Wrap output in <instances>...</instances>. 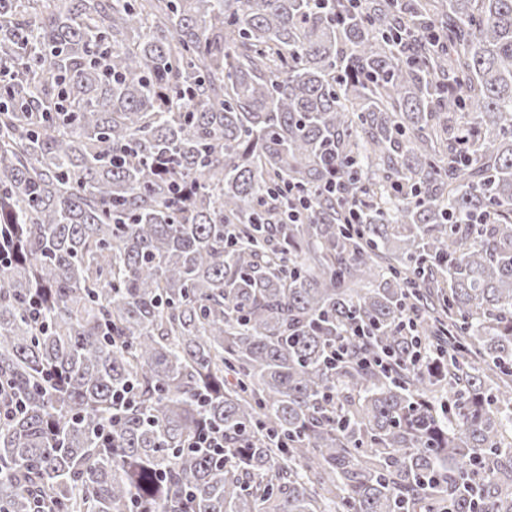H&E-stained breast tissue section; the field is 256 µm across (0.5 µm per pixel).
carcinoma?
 Returning a JSON list of instances; mask_svg holds the SVG:
<instances>
[{"mask_svg": "<svg viewBox=\"0 0 512 512\" xmlns=\"http://www.w3.org/2000/svg\"><path fill=\"white\" fill-rule=\"evenodd\" d=\"M0 65V512H512V0H0ZM191 446L192 448H208L210 454L224 456V431L204 427L196 432L190 443Z\"/></svg>", "mask_w": 512, "mask_h": 512, "instance_id": "obj_1", "label": "carcinoma"}]
</instances>
